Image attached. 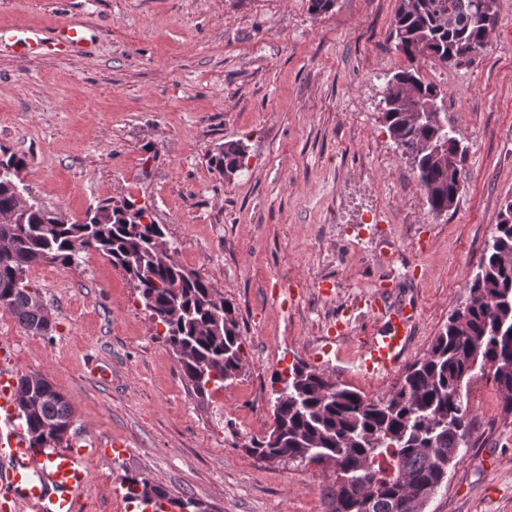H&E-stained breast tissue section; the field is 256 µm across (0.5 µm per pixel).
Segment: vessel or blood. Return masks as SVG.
Returning a JSON list of instances; mask_svg holds the SVG:
<instances>
[{"label":"vessel or blood","instance_id":"b4317fda","mask_svg":"<svg viewBox=\"0 0 512 512\" xmlns=\"http://www.w3.org/2000/svg\"><path fill=\"white\" fill-rule=\"evenodd\" d=\"M11 40L22 54L37 58L47 53L69 54L87 41L84 23L68 19L46 34L16 32L0 41ZM381 324L360 344L355 364L370 378H383L403 361L410 341V304H380ZM18 419V381L12 370L0 367V423L7 429L5 445L11 472L8 483L19 512H78V493L88 480L83 446L40 448L26 437Z\"/></svg>","mask_w":512,"mask_h":512}]
</instances>
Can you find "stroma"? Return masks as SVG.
I'll list each match as a JSON object with an SVG mask.
<instances>
[{
	"mask_svg": "<svg viewBox=\"0 0 512 512\" xmlns=\"http://www.w3.org/2000/svg\"><path fill=\"white\" fill-rule=\"evenodd\" d=\"M398 6L336 0L315 15L309 0H0V30L76 16L93 39L40 58L0 45V146L26 155L28 195L72 222L106 198L148 203L175 260L233 303L243 338L241 375L200 398L107 256L31 269L52 329L32 333L0 311V352L67 398L72 438L127 448L88 457L82 512H136L128 475L212 512H328L330 469L246 451L272 425L274 374L301 361L384 396L402 371L371 379L352 363L376 324L369 302L415 307L408 365L466 303L512 200V0H496L474 65L418 64L467 148L463 190L442 215L382 120L387 82L407 63L391 36ZM236 141L245 168L216 176L209 155ZM324 280L333 296L318 291ZM343 311L353 338L338 360L321 349ZM466 398L473 437L424 512H512V415L484 378Z\"/></svg>",
	"mask_w": 512,
	"mask_h": 512,
	"instance_id": "obj_1",
	"label": "stroma"
}]
</instances>
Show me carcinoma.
Wrapping results in <instances>:
<instances>
[{
  "label": "carcinoma",
  "instance_id": "carcinoma-1",
  "mask_svg": "<svg viewBox=\"0 0 512 512\" xmlns=\"http://www.w3.org/2000/svg\"><path fill=\"white\" fill-rule=\"evenodd\" d=\"M485 0H400L394 20L398 47L410 62L416 54L443 63L466 47L480 45L496 18L485 19ZM414 94L442 101L443 90L422 80L413 67L387 83L383 119L396 149L412 160L430 211L448 212L461 193L466 148L448 135L446 159L433 155L444 132L428 120H408L398 102ZM240 143H227L209 156L220 176L245 167ZM27 168L26 157L0 147V310L33 333L48 321L46 306L31 288L28 271L53 264L67 269L82 253L107 256L133 282L149 318L163 326L162 339L183 377L198 396L224 387L243 369V341L233 304L195 270L172 258L161 262L166 226L150 206L134 197L110 198L70 222L34 202L19 203L13 190ZM476 305L448 318L424 357L411 364L400 383L383 397L362 392L299 362L286 378L273 377L275 441L253 440L247 452L262 460L280 454L309 465L334 466L345 483L328 493L331 512H421L422 503L448 483V468L471 440L468 404L458 390L479 373L499 391L512 414V201L488 240L484 257L467 282ZM43 388L39 409L20 404L26 432L39 445L55 448L74 424L70 403L35 374L19 377V396ZM125 497L157 506L155 512H206L192 499L173 497L145 478L125 477Z\"/></svg>",
  "mask_w": 512,
  "mask_h": 512
}]
</instances>
